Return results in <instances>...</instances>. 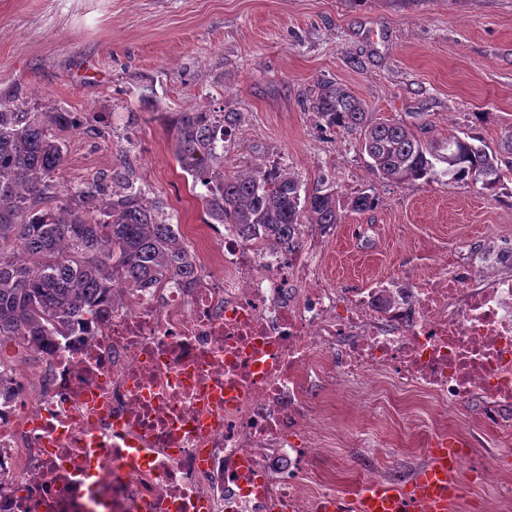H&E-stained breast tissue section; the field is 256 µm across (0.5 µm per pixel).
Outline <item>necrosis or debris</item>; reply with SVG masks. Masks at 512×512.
<instances>
[{
	"label": "necrosis or debris",
	"mask_w": 512,
	"mask_h": 512,
	"mask_svg": "<svg viewBox=\"0 0 512 512\" xmlns=\"http://www.w3.org/2000/svg\"><path fill=\"white\" fill-rule=\"evenodd\" d=\"M190 287L124 295L0 398V512H315L312 379L386 373L512 436V239L345 292L225 233Z\"/></svg>",
	"instance_id": "1"
}]
</instances>
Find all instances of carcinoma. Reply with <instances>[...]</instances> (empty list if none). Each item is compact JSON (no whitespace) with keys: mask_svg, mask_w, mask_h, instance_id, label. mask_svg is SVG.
<instances>
[{"mask_svg":"<svg viewBox=\"0 0 512 512\" xmlns=\"http://www.w3.org/2000/svg\"><path fill=\"white\" fill-rule=\"evenodd\" d=\"M309 109L320 126L356 132L369 169L396 185L417 180L481 184L504 179L502 155L470 133L422 139L425 126L376 121L350 89L321 80ZM241 118L230 112H173L172 152L209 218L244 242L293 251L304 229L342 221L336 188L320 176L312 187L288 168L255 165L224 172V141ZM67 112H25L0 104V345L9 341L49 353L84 325L100 320L117 288L130 293L188 279L195 253L179 225L160 217L123 172L74 188L54 209L55 176L64 164L52 127Z\"/></svg>","mask_w":512,"mask_h":512,"instance_id":"obj_1","label":"carcinoma"}]
</instances>
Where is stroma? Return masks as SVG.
Returning a JSON list of instances; mask_svg holds the SVG:
<instances>
[{
	"label": "stroma",
	"mask_w": 512,
	"mask_h": 512,
	"mask_svg": "<svg viewBox=\"0 0 512 512\" xmlns=\"http://www.w3.org/2000/svg\"><path fill=\"white\" fill-rule=\"evenodd\" d=\"M319 80L349 88L374 120L425 125L430 139L471 132L499 149L512 131V0H0V103L75 117L54 131L65 161L49 208L125 168L206 262L224 227L209 223L176 162L165 116L208 110L242 116L224 143L225 171L285 165L306 186L329 174L342 200L376 198L311 239L334 287L428 274L449 244L512 238L511 177L487 191L373 175L356 134L322 128L305 109ZM361 390L386 397L379 413L313 382L321 450L307 489L353 493L364 466L408 481L428 461L421 440L437 432L466 454L457 512H493L499 490L481 473L499 462L512 485V445L482 426L479 401L441 423L429 396L397 393L385 375Z\"/></svg>",
	"instance_id": "1"
}]
</instances>
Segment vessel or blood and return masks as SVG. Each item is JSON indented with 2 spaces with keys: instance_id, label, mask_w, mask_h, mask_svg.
<instances>
[{
  "instance_id": "b4317fda",
  "label": "vessel or blood",
  "mask_w": 512,
  "mask_h": 512,
  "mask_svg": "<svg viewBox=\"0 0 512 512\" xmlns=\"http://www.w3.org/2000/svg\"><path fill=\"white\" fill-rule=\"evenodd\" d=\"M456 459L447 448L433 449L425 466L419 468L407 485L394 489L382 485L361 487L355 501L337 496L318 505L319 512H448L458 500L462 485L452 474Z\"/></svg>"
}]
</instances>
